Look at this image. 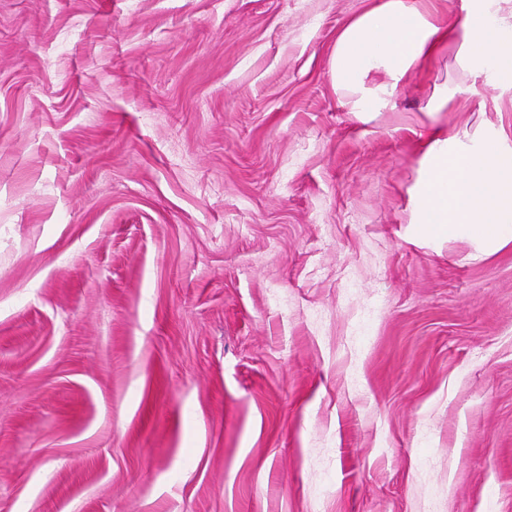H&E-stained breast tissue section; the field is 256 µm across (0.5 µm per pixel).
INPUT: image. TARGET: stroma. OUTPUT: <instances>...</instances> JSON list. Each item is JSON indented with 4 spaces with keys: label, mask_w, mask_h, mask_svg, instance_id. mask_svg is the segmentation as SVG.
I'll use <instances>...</instances> for the list:
<instances>
[{
    "label": "stroma",
    "mask_w": 512,
    "mask_h": 512,
    "mask_svg": "<svg viewBox=\"0 0 512 512\" xmlns=\"http://www.w3.org/2000/svg\"><path fill=\"white\" fill-rule=\"evenodd\" d=\"M371 2L0 0V512H512V243L412 208L512 88L359 121Z\"/></svg>",
    "instance_id": "1"
}]
</instances>
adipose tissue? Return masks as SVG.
<instances>
[{"mask_svg":"<svg viewBox=\"0 0 512 512\" xmlns=\"http://www.w3.org/2000/svg\"><path fill=\"white\" fill-rule=\"evenodd\" d=\"M502 0H471L453 26L441 25L412 0H376L340 31L332 75L345 105L359 118L381 111L415 67L455 43V62L470 77L512 86V21ZM414 211L421 234L465 233L491 245L512 242V151L495 144L449 147L431 127Z\"/></svg>","mask_w":512,"mask_h":512,"instance_id":"1","label":"adipose tissue"}]
</instances>
